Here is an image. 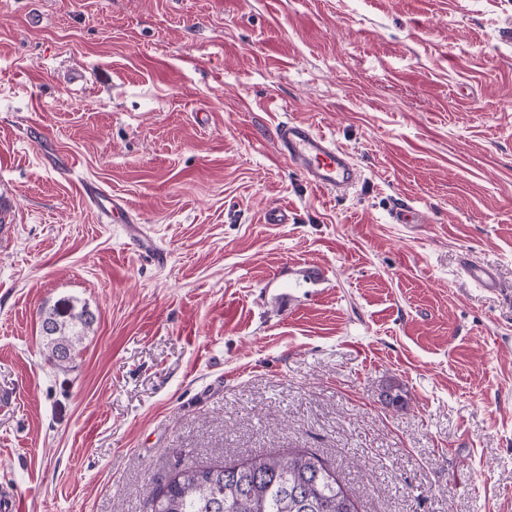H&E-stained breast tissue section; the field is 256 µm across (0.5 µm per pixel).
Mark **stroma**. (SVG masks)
Wrapping results in <instances>:
<instances>
[{
	"label": "stroma",
	"mask_w": 512,
	"mask_h": 512,
	"mask_svg": "<svg viewBox=\"0 0 512 512\" xmlns=\"http://www.w3.org/2000/svg\"><path fill=\"white\" fill-rule=\"evenodd\" d=\"M508 26L512 0H0V492L145 512L177 464L307 448L359 512H512ZM287 119L358 185L310 188ZM62 298L95 321L60 369ZM277 153L311 187L330 195L345 194L360 181V171L332 136L302 121H281L274 131ZM84 192L91 203L100 208L102 214L107 217H112V222L134 224L131 219L130 211L122 202L112 197L105 198L104 192L97 186L91 184L85 186ZM462 267L467 277L476 283L480 288L494 290L496 288L502 287L493 269L486 266L473 264L467 258L463 259Z\"/></svg>",
	"instance_id": "35a3bbf8"
}]
</instances>
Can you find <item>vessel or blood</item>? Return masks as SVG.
<instances>
[{
	"instance_id": "obj_1",
	"label": "vessel or blood",
	"mask_w": 512,
	"mask_h": 512,
	"mask_svg": "<svg viewBox=\"0 0 512 512\" xmlns=\"http://www.w3.org/2000/svg\"><path fill=\"white\" fill-rule=\"evenodd\" d=\"M277 153L297 169L311 187L330 195H341L353 189L361 174L348 152L340 148L332 136L302 121L280 122L274 131ZM86 196L113 222L127 224L131 215L125 204L105 196L94 185H86ZM463 270L479 287L496 289L500 281L493 269L466 261Z\"/></svg>"
}]
</instances>
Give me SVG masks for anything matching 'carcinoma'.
Returning a JSON list of instances; mask_svg holds the SVG:
<instances>
[{"instance_id":"cac0c4a2","label":"carcinoma","mask_w":512,"mask_h":512,"mask_svg":"<svg viewBox=\"0 0 512 512\" xmlns=\"http://www.w3.org/2000/svg\"><path fill=\"white\" fill-rule=\"evenodd\" d=\"M94 315L70 299L42 320L46 359L73 361ZM147 512H358L356 497L315 453L257 454L225 467L182 464L149 502Z\"/></svg>"}]
</instances>
